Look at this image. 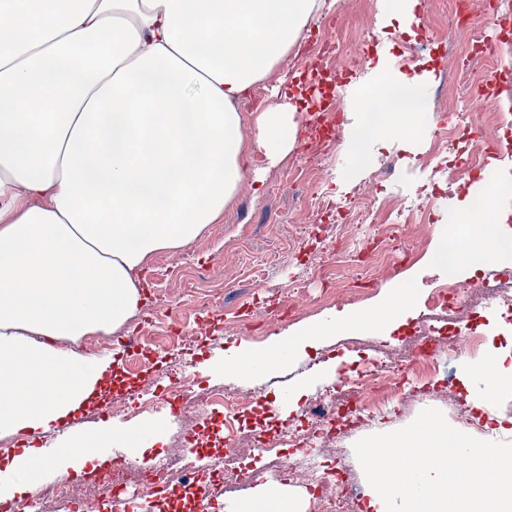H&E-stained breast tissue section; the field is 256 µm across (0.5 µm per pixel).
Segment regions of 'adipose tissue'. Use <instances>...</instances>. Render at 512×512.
I'll return each instance as SVG.
<instances>
[{"label":"adipose tissue","mask_w":512,"mask_h":512,"mask_svg":"<svg viewBox=\"0 0 512 512\" xmlns=\"http://www.w3.org/2000/svg\"><path fill=\"white\" fill-rule=\"evenodd\" d=\"M325 0H0V434L47 432L103 393L107 355L55 347L110 333L136 312L135 277L160 250L216 223L249 173L296 141L287 93L244 133L237 99L282 61ZM428 73L386 51L353 100L359 158L424 134ZM499 188L487 183L442 225L435 264L457 272L512 259ZM414 310L410 286L343 329L383 333ZM149 426L104 427L0 470V499L47 463L99 467L109 448H143Z\"/></svg>","instance_id":"obj_1"}]
</instances>
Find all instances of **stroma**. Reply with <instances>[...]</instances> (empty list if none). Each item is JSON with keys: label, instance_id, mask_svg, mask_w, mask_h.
Returning <instances> with one entry per match:
<instances>
[{"label": "stroma", "instance_id": "1", "mask_svg": "<svg viewBox=\"0 0 512 512\" xmlns=\"http://www.w3.org/2000/svg\"><path fill=\"white\" fill-rule=\"evenodd\" d=\"M387 9L388 0H336L332 9L322 11L319 21L302 31L299 42L304 45L321 30L324 19L335 18L338 37L360 52L357 65L336 71L339 91L334 99L339 123L327 153L320 160H312L299 140L274 164L264 155H250L248 164L262 171V183L244 181L225 205L218 223L207 225L185 248L155 252L137 271L140 312L156 313L162 328L180 326L191 333L200 332L199 342L182 350L145 346L146 364L129 372L124 367L122 338L134 331L135 321H128L117 332L100 336L93 347L82 342L73 346L69 341H59V348L73 346L83 354L112 352V381L102 397L74 415L72 423L30 435V446L48 447L73 432H90L104 425L126 431L157 423L161 426L158 440L134 452L133 463L145 467L162 456L180 452L181 428L175 423L169 405L146 413L132 410L117 416L112 408L125 398L164 395L171 380L183 371L195 373L201 389L228 385L253 404V411L242 422L244 441L261 434L276 439L280 426L299 424L305 413L321 402L328 387L356 361L386 354L398 359L416 350L427 336L420 323L428 313L425 300L429 289L433 283L452 281L465 285L466 297L474 305L477 317L469 324H454L446 317L438 320V327L453 332L458 350L451 355L442 349L435 355V397L425 404L412 396L405 398L382 416L342 434L338 440L336 456L345 462L351 484L361 493L357 512H369V484L355 456V443L368 435L406 426L424 407L441 410L453 426L457 423L456 404L464 402L472 413V424L466 427V434L485 441L512 437V384L488 391L480 372L492 355L512 354V319L483 305L488 296L486 284L494 280L502 265L492 262L473 274L462 271L451 275L431 261L439 224L452 216L470 191L481 188L482 178L471 171L468 158L472 147L463 138L449 142L445 166L428 161L439 123L453 117L450 111L440 112L439 106L444 102L456 104L462 93L448 66L462 43L470 45L474 71H483L487 60L495 62L498 80L490 94L493 111L504 112L506 104H512V0H475L473 9L479 27L475 34L465 26L445 29L441 20L434 17L438 9L436 0H423L417 6L413 34L389 26L390 53L402 71L431 74L429 110L424 117L426 133L413 151L388 145L371 157L358 160L344 146L358 117L350 100L356 91V81L367 74V61L376 59L383 46L377 19ZM307 67L306 60L288 56L261 81L260 91L244 93L236 103L244 127H251L257 113L270 102L274 89L286 90L306 81ZM308 183L319 186L351 209L372 199L383 215L428 209L435 222L425 229L409 225L400 235L398 245L412 252L405 265L396 268L369 258L348 271V279L362 282L368 289L360 301L341 300L315 306L311 300L319 295L321 284L312 276L311 268L324 256L325 238H347L356 235L358 227L313 213L304 189ZM194 269L203 271L209 289L187 297L183 294L188 286L187 274ZM406 282L413 287L416 311L390 332H329L310 339L284 363L248 375L224 367L231 353L264 350L312 325L372 310L389 300L394 290ZM285 291L290 292L293 306L306 307L304 316L294 319L270 313L269 298ZM476 335L481 336V345L473 344ZM348 341L357 342V350H346L344 344ZM242 466L246 477L240 483L176 484L169 487L165 498L143 496L141 512H238L240 503L249 499L261 484L285 488L289 495L302 500L305 512H312L307 490L280 477L270 463L269 451L252 450L244 457Z\"/></svg>", "mask_w": 512, "mask_h": 512}]
</instances>
